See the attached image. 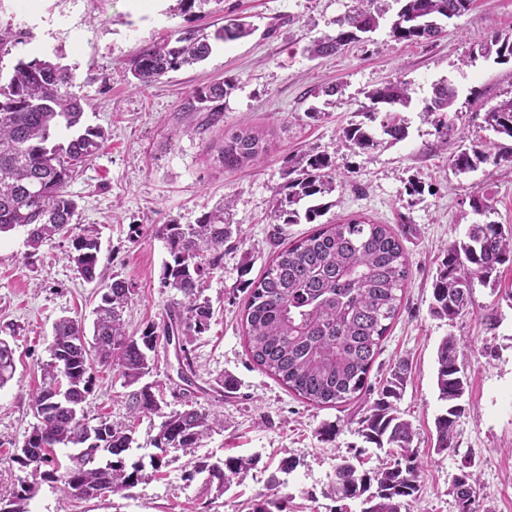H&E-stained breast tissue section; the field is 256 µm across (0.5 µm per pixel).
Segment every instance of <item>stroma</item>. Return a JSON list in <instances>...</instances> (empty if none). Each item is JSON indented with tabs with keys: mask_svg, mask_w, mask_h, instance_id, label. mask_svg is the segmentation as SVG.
Instances as JSON below:
<instances>
[{
	"mask_svg": "<svg viewBox=\"0 0 512 512\" xmlns=\"http://www.w3.org/2000/svg\"><path fill=\"white\" fill-rule=\"evenodd\" d=\"M353 5L354 0H208L189 9L181 0H0V34L9 35L0 47V84L8 83L18 62L60 57L75 73V93L85 99L84 124L106 132L103 148L68 186L77 202L74 223L94 226L101 239L98 281L76 275L64 238L34 252L23 230L0 235V337L13 347L16 365L12 380L0 388V497H9L29 477L10 457L36 422L31 397L49 358L54 322L71 316L92 324L98 288L117 273L138 288L124 315L129 333L162 324L180 296L160 284L168 254L156 228L173 219L196 223L227 198V219L237 225L239 243L225 248L220 268L204 283L202 295L213 317L208 331L187 346L196 369L191 399L196 408L220 417L221 426L199 447L178 451L158 477L138 484L130 496L78 500L43 481L28 508L242 512L246 499L267 492L270 474L290 456L298 465L282 477L288 512H361L359 501H336L331 490L338 456L361 448L372 467L386 458L358 433L364 402L318 408L302 401L251 362L240 322L248 298L239 286L241 274L258 278L278 250L309 230L305 224L277 230L272 206L287 180L289 158L316 149L335 153L340 169L326 220L361 214L389 225L409 261L401 310L370 381L382 383L402 360L411 369L396 403L424 454L420 496L410 512H456L449 490L469 461L477 472L480 512H512V264L499 267L496 286L475 285L472 305L456 319L429 312L432 279L448 245L463 240L479 220L470 206L475 191L492 196L491 220L512 229V165L455 174L449 152L422 112L433 84L447 81L457 91V127L468 140L492 139L483 113L512 97V63L471 58L470 48L512 33V0H474L430 43L400 42L382 28L335 55L310 58L311 41L334 34L337 18ZM238 16L250 17L253 34L215 42L205 61L169 72L151 86L128 83L127 68L140 46L194 28L213 32ZM227 79L235 87L220 114L182 111L193 89ZM390 81L411 88L413 104L403 114L407 137L363 155L342 147V130L356 119L366 91ZM334 84L341 93L322 95V88ZM313 107L320 112L315 120L308 116ZM243 127L262 132L273 149L259 165L224 169L218 161L224 135ZM413 182L421 194H407ZM489 313L498 318L492 330L484 323ZM449 335L459 341L468 388L456 448L439 454L434 421L444 404L435 386L436 350ZM178 371L173 346L159 342L145 381L162 389L163 403L160 412L137 423L130 460L154 454L152 440L164 414L180 409L184 383ZM227 377L235 382L230 393L222 386ZM128 393L117 370L95 367L87 410L94 417L123 419ZM327 422L336 426L329 440L319 434ZM228 455L259 460L241 485L218 496L204 493L201 479H188L191 462Z\"/></svg>",
	"mask_w": 512,
	"mask_h": 512,
	"instance_id": "obj_1",
	"label": "stroma"
}]
</instances>
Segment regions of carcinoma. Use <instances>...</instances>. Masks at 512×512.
<instances>
[{
  "label": "carcinoma",
  "instance_id": "obj_1",
  "mask_svg": "<svg viewBox=\"0 0 512 512\" xmlns=\"http://www.w3.org/2000/svg\"><path fill=\"white\" fill-rule=\"evenodd\" d=\"M378 0H358V5L336 20V33L306 48L312 58L338 53L377 31L388 10ZM396 6L390 20V36L397 41L428 43L445 32L444 22L468 11L473 0H391ZM251 28L231 20L214 37L224 42L248 35ZM482 57L495 55L499 63L512 61V35H497L477 45ZM211 53L209 35L201 30L138 49L129 67V83L149 85L170 71L196 64ZM75 75L60 58H35L19 62L9 83L0 87V233L22 228L28 246L36 251L56 236L71 242L69 259L79 277L92 283L101 260L99 233L92 227L71 223L77 203L67 191L104 143L100 128H80L81 98L72 92ZM234 84L224 81L197 89L183 109L197 112L217 108L208 103L224 98ZM369 104L360 111L363 120L343 131L342 144L356 154H367L381 141L375 134L399 142L407 137L400 113L412 96L408 84L389 82L366 92ZM456 91L445 81L432 87L422 112L431 118L443 144L456 129L448 112ZM484 128L512 139V97L487 107ZM78 129L66 142L56 141L60 127ZM264 134L239 130L224 135L219 159L227 170L258 164L270 152ZM512 163V144L473 143L457 146L450 159L454 172L465 174L483 165ZM336 157L310 151L294 159L288 180L275 194L274 220L279 224H314L305 236L288 244L272 259L256 280L244 279L248 291L242 322L248 354L301 400L314 406H343L367 399L358 421L364 441L383 449L391 460L375 469L342 457L336 463L334 494L359 500L365 512H403L419 497L423 462L414 445L412 424L397 412L410 378L408 365L399 364L378 388L369 375L380 345L399 314L410 267L401 240L386 224L355 216L332 224L319 222L330 208L327 197L336 191L333 172ZM225 201L194 224L172 220L156 229L166 244L162 287L181 294L182 300L168 312V322L147 325L138 336L126 332L123 314L138 294L137 286L119 275L99 288L94 308L92 341H86L81 320L62 317L53 326L50 361L41 367L42 385L32 410L37 423L26 436L20 452L10 461L27 469L33 481L23 480L0 512H27L26 502L35 492L34 480L59 484L64 493L78 499L101 497L103 490L127 496L168 464V455L195 448L212 429L214 419L195 408L165 416L154 438L157 453L149 463L129 462L133 426L87 416L85 403L92 391L93 365L118 369L128 394V414L137 419L161 410L162 392L141 384L150 373L152 353L159 336H181L180 350L210 326V304L200 288L224 258V245L232 238L233 225L224 223ZM512 263V232L504 233L492 222L470 225L466 239L450 245L432 280L430 312L454 319L472 304L475 283L490 281L499 266ZM458 341L444 337L437 349L436 385L445 409L435 419L436 452L455 447L456 423L464 411L460 403L467 377L458 365ZM15 358L10 343L0 338V387L14 376ZM75 449L68 462L59 463L54 449ZM258 464L255 457H207L194 462L188 479L207 474L204 489L223 494ZM271 478V492L259 494L245 505L246 512H288V495Z\"/></svg>",
  "mask_w": 512,
  "mask_h": 512
}]
</instances>
